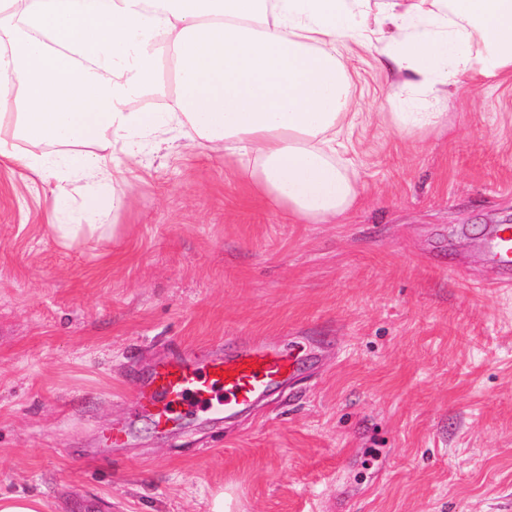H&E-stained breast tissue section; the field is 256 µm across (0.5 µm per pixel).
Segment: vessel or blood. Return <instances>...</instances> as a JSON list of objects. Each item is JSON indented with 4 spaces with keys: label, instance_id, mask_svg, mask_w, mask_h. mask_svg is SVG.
I'll return each instance as SVG.
<instances>
[{
    "label": "vessel or blood",
    "instance_id": "b4317fda",
    "mask_svg": "<svg viewBox=\"0 0 512 512\" xmlns=\"http://www.w3.org/2000/svg\"><path fill=\"white\" fill-rule=\"evenodd\" d=\"M486 246L502 269L512 271L511 224L494 225ZM307 359L301 349L284 352L255 343L233 356L213 353L202 364L171 361L155 371L150 388L138 391V411L163 431L181 423L190 410L213 418L232 416L294 379Z\"/></svg>",
    "mask_w": 512,
    "mask_h": 512
}]
</instances>
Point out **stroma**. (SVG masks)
<instances>
[{"mask_svg": "<svg viewBox=\"0 0 512 512\" xmlns=\"http://www.w3.org/2000/svg\"><path fill=\"white\" fill-rule=\"evenodd\" d=\"M358 205L306 224L186 131L147 141L124 204L63 242L54 180L0 163V495L44 512H512V76L441 95L424 132L352 46ZM251 342L313 365L231 421L165 434L132 400L163 362ZM125 429L122 444L108 441ZM395 119L403 127H411L418 130H427L440 123L444 113L442 112H393ZM489 256L505 271H512V225L495 224L486 239Z\"/></svg>", "mask_w": 512, "mask_h": 512, "instance_id": "obj_1", "label": "stroma"}]
</instances>
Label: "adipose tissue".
I'll return each instance as SVG.
<instances>
[{
  "label": "adipose tissue",
  "mask_w": 512,
  "mask_h": 512,
  "mask_svg": "<svg viewBox=\"0 0 512 512\" xmlns=\"http://www.w3.org/2000/svg\"><path fill=\"white\" fill-rule=\"evenodd\" d=\"M0 0V159L57 179L52 229L95 231L117 169L149 137L188 127L220 142L269 203L323 224L359 192L336 137L356 102L338 54L375 51L398 92L439 98L477 77L512 75V0ZM175 70L168 108L133 111ZM55 155H38V146ZM85 181L67 208L68 185Z\"/></svg>",
  "instance_id": "adipose-tissue-1"
}]
</instances>
